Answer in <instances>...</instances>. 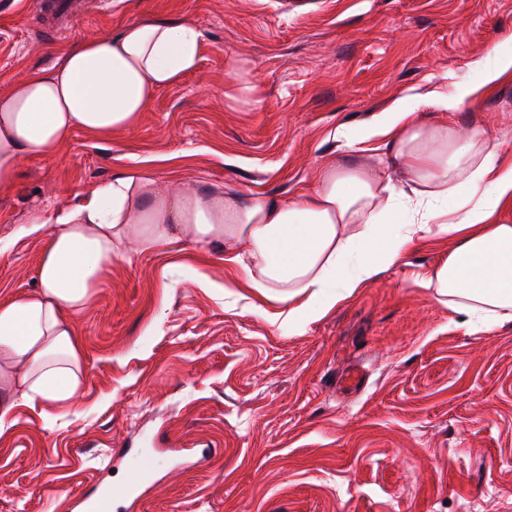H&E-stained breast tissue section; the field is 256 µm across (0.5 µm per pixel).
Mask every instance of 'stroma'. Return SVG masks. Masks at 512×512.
I'll return each instance as SVG.
<instances>
[{"label":"stroma","instance_id":"1","mask_svg":"<svg viewBox=\"0 0 512 512\" xmlns=\"http://www.w3.org/2000/svg\"><path fill=\"white\" fill-rule=\"evenodd\" d=\"M32 2L0 0V92L133 21L193 25L203 46L134 130L22 162L0 192V301L36 285L33 214L137 166L285 200L399 103L512 157V74L456 111L435 101L512 53V0H79L39 23ZM455 245L415 237L300 335L220 248L114 260L72 318L79 398L19 401L0 433V512H81L83 494L107 512H512V321L471 330L419 284ZM202 269L233 292L197 286Z\"/></svg>","mask_w":512,"mask_h":512}]
</instances>
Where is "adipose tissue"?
Wrapping results in <instances>:
<instances>
[{
	"mask_svg": "<svg viewBox=\"0 0 512 512\" xmlns=\"http://www.w3.org/2000/svg\"><path fill=\"white\" fill-rule=\"evenodd\" d=\"M202 33L141 20L105 40H84L44 72L0 95V189L24 158L54 155L78 130H131L162 89L198 68ZM385 139L390 163L404 162L410 189L396 191L379 167L328 159L312 191L281 201L237 190L160 193L138 168L101 185L59 214H36L25 231L47 246L37 287L0 302V432L19 398L71 400L83 356L71 323L129 241L168 249L182 237L220 244L248 288L288 305L303 332L342 298L397 262L415 236L456 247L424 285L446 297L466 324L512 321V224L493 218L512 205V161L481 132L462 141L444 122H423L402 105L348 136V146Z\"/></svg>",
	"mask_w": 512,
	"mask_h": 512,
	"instance_id": "adipose-tissue-1",
	"label": "adipose tissue"
}]
</instances>
